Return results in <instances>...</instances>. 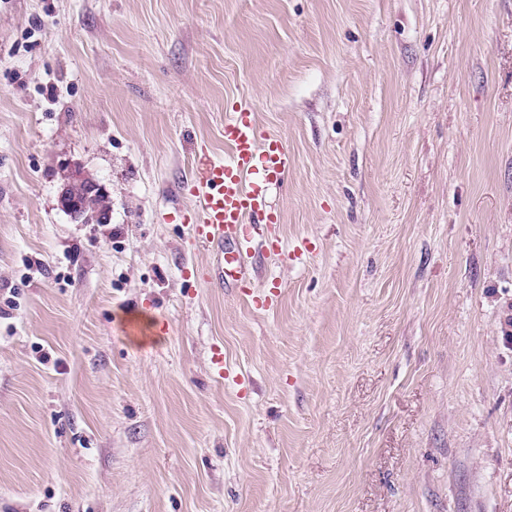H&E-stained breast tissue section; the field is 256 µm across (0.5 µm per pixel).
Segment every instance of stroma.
I'll use <instances>...</instances> for the list:
<instances>
[{"instance_id":"stroma-1","label":"stroma","mask_w":512,"mask_h":512,"mask_svg":"<svg viewBox=\"0 0 512 512\" xmlns=\"http://www.w3.org/2000/svg\"><path fill=\"white\" fill-rule=\"evenodd\" d=\"M238 99L266 310L180 221ZM0 512H512V0H0ZM99 200V204L95 202ZM60 208L73 221L85 223L86 210L94 204L97 224L110 223L112 218V200L107 188L99 181L87 175L80 168L71 169L58 193Z\"/></svg>"}]
</instances>
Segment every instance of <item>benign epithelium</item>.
I'll return each instance as SVG.
<instances>
[{
  "mask_svg": "<svg viewBox=\"0 0 512 512\" xmlns=\"http://www.w3.org/2000/svg\"><path fill=\"white\" fill-rule=\"evenodd\" d=\"M60 208L72 220L86 222L88 205L96 204V222L108 224L112 218V200L107 188L80 168L71 169L58 193Z\"/></svg>",
  "mask_w": 512,
  "mask_h": 512,
  "instance_id": "7a95c632",
  "label": "benign epithelium"
}]
</instances>
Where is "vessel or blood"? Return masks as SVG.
<instances>
[{
    "label": "vessel or blood",
    "mask_w": 512,
    "mask_h": 512,
    "mask_svg": "<svg viewBox=\"0 0 512 512\" xmlns=\"http://www.w3.org/2000/svg\"><path fill=\"white\" fill-rule=\"evenodd\" d=\"M224 141L225 160L199 156L186 188L197 198L196 212L188 216L191 239L199 244L220 243L219 275L237 288L251 280L250 257L256 244L272 245L279 214L270 193L281 187L294 165L287 139L260 137L250 105H228Z\"/></svg>",
    "instance_id": "obj_1"
}]
</instances>
